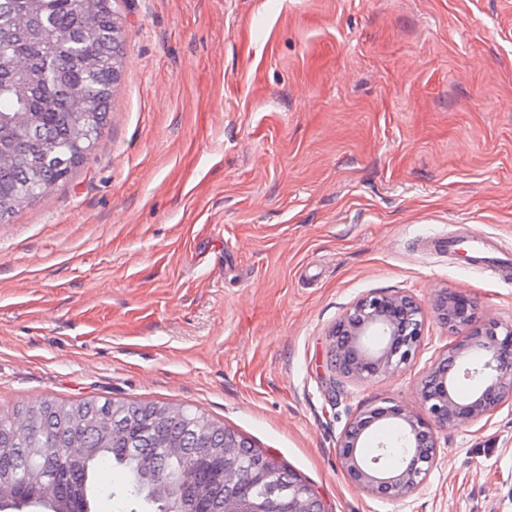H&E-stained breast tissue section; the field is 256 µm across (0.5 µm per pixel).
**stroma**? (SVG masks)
Segmentation results:
<instances>
[{"instance_id":"35a3bbf8","label":"stroma","mask_w":512,"mask_h":512,"mask_svg":"<svg viewBox=\"0 0 512 512\" xmlns=\"http://www.w3.org/2000/svg\"><path fill=\"white\" fill-rule=\"evenodd\" d=\"M124 68L71 177L0 224V412L46 400L203 412L325 512H512V402L441 439L397 500L345 476L351 418L416 387L459 336L333 378L330 328L369 292L467 293L512 322V279L425 249L512 250V0H116ZM92 512H160L117 472Z\"/></svg>"}]
</instances>
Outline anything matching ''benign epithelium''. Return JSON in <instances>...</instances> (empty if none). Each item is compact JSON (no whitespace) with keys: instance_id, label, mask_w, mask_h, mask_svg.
I'll use <instances>...</instances> for the list:
<instances>
[{"instance_id":"benign-epithelium-1","label":"benign epithelium","mask_w":512,"mask_h":512,"mask_svg":"<svg viewBox=\"0 0 512 512\" xmlns=\"http://www.w3.org/2000/svg\"><path fill=\"white\" fill-rule=\"evenodd\" d=\"M434 314L448 328H466L465 336L442 350L417 385L419 408L406 409L383 402L355 416L338 444L345 475L368 493L380 498H399L425 480L432 467L443 432L464 424L488 421L504 403L512 401V324H476L474 301L461 291H446L438 298ZM429 311L412 294L367 293L359 297L331 330L330 368L350 380H364L393 373L414 358L423 336ZM479 348L481 361L467 362ZM479 375L482 387L470 396L456 391L460 377ZM395 421L403 426L412 454L398 470L384 465V452L368 460L362 453L371 431ZM285 474L265 468L259 479L279 488ZM288 500L271 496L248 508L233 501L225 512H324L319 499L298 483H288Z\"/></svg>"}]
</instances>
